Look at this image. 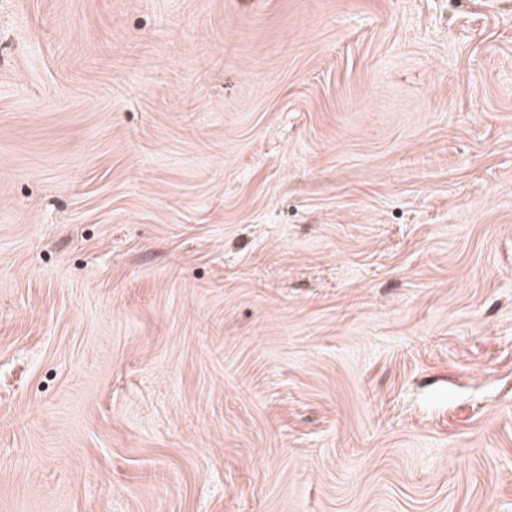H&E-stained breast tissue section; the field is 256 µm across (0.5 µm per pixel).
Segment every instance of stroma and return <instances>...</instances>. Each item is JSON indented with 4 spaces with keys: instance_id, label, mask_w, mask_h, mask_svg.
<instances>
[{
    "instance_id": "stroma-1",
    "label": "stroma",
    "mask_w": 512,
    "mask_h": 512,
    "mask_svg": "<svg viewBox=\"0 0 512 512\" xmlns=\"http://www.w3.org/2000/svg\"><path fill=\"white\" fill-rule=\"evenodd\" d=\"M0 512H512V0H0Z\"/></svg>"
}]
</instances>
